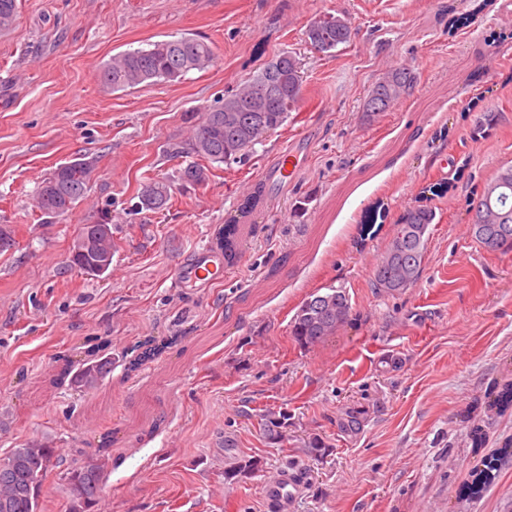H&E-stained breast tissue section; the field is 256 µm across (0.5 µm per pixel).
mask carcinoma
<instances>
[{
  "label": "carcinoma",
  "instance_id": "carcinoma-1",
  "mask_svg": "<svg viewBox=\"0 0 512 512\" xmlns=\"http://www.w3.org/2000/svg\"><path fill=\"white\" fill-rule=\"evenodd\" d=\"M17 16L16 0H0V29L9 27ZM306 37L310 45L326 55L350 42L351 25L342 15L313 17ZM216 62L211 44L194 36L158 40L145 48H135L112 56L100 72L101 82L112 91H128L141 85L179 82L191 72L203 71ZM416 84L414 70L405 65L388 69L378 78L365 104L364 115L374 117L389 111ZM303 75L300 62L284 53L249 77L238 88L224 94L195 120V132L183 153L192 158L179 169L177 179L150 178L141 184L136 212L167 209L176 185H203L214 165H230L246 160L256 145L287 120L302 97ZM95 160L83 155L70 160L63 169L56 167L38 186L36 207L51 218H63L88 192ZM471 231L475 240L489 250L512 249V165L500 168L484 185L472 208ZM431 208H410L397 224L392 241L372 270L374 288L397 294L419 280L428 240V228L435 223ZM82 230L92 246L84 254L70 255L69 266L89 276H100L96 267L112 266V225L107 216ZM346 293L331 289L313 294L296 313L293 336L302 344L313 345L335 334L349 317ZM112 369V359L103 357L84 363L74 379L79 388L97 387ZM59 449L38 440L11 449L0 460V512H41V491L54 466ZM257 467L250 459L232 457L225 477L232 479ZM106 459L86 457L65 473L70 491L68 512H95L106 478ZM497 459L488 457L484 468L468 486L476 495L495 478Z\"/></svg>",
  "mask_w": 512,
  "mask_h": 512
}]
</instances>
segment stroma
<instances>
[{"label":"stroma","mask_w":512,"mask_h":512,"mask_svg":"<svg viewBox=\"0 0 512 512\" xmlns=\"http://www.w3.org/2000/svg\"><path fill=\"white\" fill-rule=\"evenodd\" d=\"M329 13L353 30L331 57L305 35ZM184 35L212 43L215 66L128 92L101 83L113 54ZM283 52L304 76L284 125L168 209L131 212L144 177L185 166L168 149L188 115ZM402 63L414 88L366 119L370 88ZM287 147L308 163L283 184L265 168ZM81 154L96 161L86 198L45 220L39 184ZM508 165L512 0H18L0 31V458L30 440L59 448L42 512H66L63 471L99 454L98 512H268L262 485L284 469L302 482L290 512H512V250L470 231ZM418 205L437 214L422 275L379 292L372 268ZM106 212L109 274L71 269L81 225ZM242 222L225 259L217 238ZM203 254L219 267L207 284L189 274ZM330 288L349 296L347 323L301 345L297 310ZM95 338L112 358L101 385L53 384ZM142 345L161 354L137 366ZM230 447L258 470L226 479ZM491 455L497 479L468 496Z\"/></svg>","instance_id":"obj_1"}]
</instances>
